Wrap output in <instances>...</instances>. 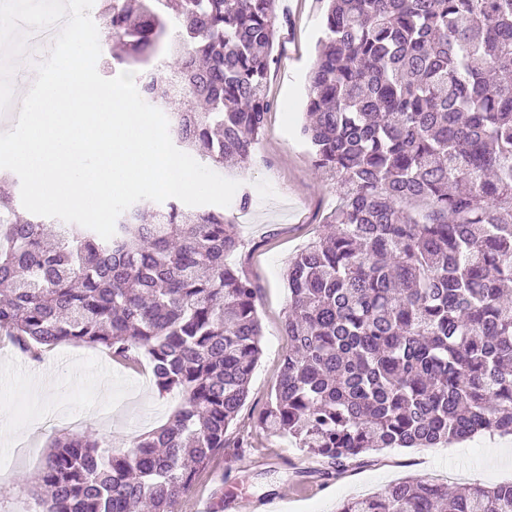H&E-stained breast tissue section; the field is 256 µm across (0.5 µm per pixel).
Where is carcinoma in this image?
I'll use <instances>...</instances> for the list:
<instances>
[{"label": "carcinoma", "instance_id": "carcinoma-1", "mask_svg": "<svg viewBox=\"0 0 512 512\" xmlns=\"http://www.w3.org/2000/svg\"><path fill=\"white\" fill-rule=\"evenodd\" d=\"M302 135L336 178L327 232L288 262L290 349L257 424L325 459L512 436V0H323ZM106 72L160 66L146 100L205 166L265 129L277 0H102ZM222 209L133 204L109 240L0 197V336L149 358L181 403L115 450L51 443L43 512H176L224 451L261 356L258 288ZM336 512H512V482L409 479Z\"/></svg>", "mask_w": 512, "mask_h": 512}]
</instances>
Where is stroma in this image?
<instances>
[{
    "label": "stroma",
    "instance_id": "obj_1",
    "mask_svg": "<svg viewBox=\"0 0 512 512\" xmlns=\"http://www.w3.org/2000/svg\"><path fill=\"white\" fill-rule=\"evenodd\" d=\"M288 17L272 49L267 93L273 106L265 132L249 165L218 167L221 176L240 182L251 205L228 206L244 242L232 261L259 290L262 354L244 407L229 428L223 454L203 470L178 512H200L216 486L236 499L230 512H336L344 499L371 494L406 478H428L457 488L487 480L512 482V437L482 436L436 448H385L351 461L337 475L325 476L319 459L306 456L287 437L258 427L276 384L288 339V290L283 273L289 260L326 229L335 207L333 182L315 170L298 131L306 98V75L320 37V0H279ZM104 351L63 344L40 359L22 354L0 337V454L10 460L0 469V512H36L27 479L43 470L54 439L75 432L104 438L124 448L132 436L149 432L170 418L177 397L159 395L148 359L122 371L104 372ZM28 433L32 458L17 459L6 428Z\"/></svg>",
    "mask_w": 512,
    "mask_h": 512
}]
</instances>
